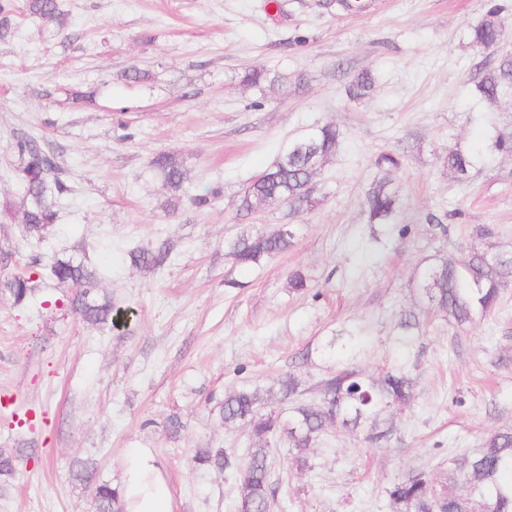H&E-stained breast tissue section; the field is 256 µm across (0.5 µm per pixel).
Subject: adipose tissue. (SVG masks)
Wrapping results in <instances>:
<instances>
[{
  "label": "adipose tissue",
  "instance_id": "ef3b65f1",
  "mask_svg": "<svg viewBox=\"0 0 512 512\" xmlns=\"http://www.w3.org/2000/svg\"><path fill=\"white\" fill-rule=\"evenodd\" d=\"M125 465L121 488L125 512H173L170 488L157 476L155 458L148 450L126 449Z\"/></svg>",
  "mask_w": 512,
  "mask_h": 512
}]
</instances>
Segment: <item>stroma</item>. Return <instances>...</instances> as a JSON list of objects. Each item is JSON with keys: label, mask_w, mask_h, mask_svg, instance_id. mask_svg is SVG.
<instances>
[{"label": "stroma", "mask_w": 512, "mask_h": 512, "mask_svg": "<svg viewBox=\"0 0 512 512\" xmlns=\"http://www.w3.org/2000/svg\"><path fill=\"white\" fill-rule=\"evenodd\" d=\"M366 2L355 12L342 0H59L60 27L13 0L0 39V208L18 199L21 135L54 155L71 191L45 243L26 244L21 213L0 215V278L75 256L101 272L100 291L125 316L88 325L69 306L73 288L52 280L29 303L0 294V448L23 451L15 474L0 476V512H92L74 460H94L97 478L119 487L129 448L153 454L173 512H234L247 430L220 425L218 405L247 383L283 410L277 380L292 369L307 402L342 364L408 370L416 397L394 411L386 441L329 429L302 471L278 448L272 512H394L395 480L441 473L512 429V284L465 327L425 312L413 286L434 257L512 251V151L492 146L512 141V98L490 106L474 93L482 70L512 54V0ZM491 3L505 31L494 53L468 37ZM245 67L286 80L266 95L238 84ZM363 70L376 86L350 99ZM323 124L341 143L314 178V206L242 216L249 179ZM457 148L478 160L464 182L441 163ZM384 151L402 158L392 186L409 231L383 228L375 241L364 197ZM162 152L187 172L174 209L150 169ZM206 192L209 205L195 207L191 196ZM283 224L298 229L293 246L259 266L240 268L224 249L247 226ZM481 225L491 237H477ZM136 246L170 256L140 269L128 257ZM296 269L310 292L290 288ZM411 311L420 325L405 336ZM305 350L309 362L296 365ZM206 447L231 466L197 468Z\"/></svg>", "instance_id": "35a3bbf8"}]
</instances>
